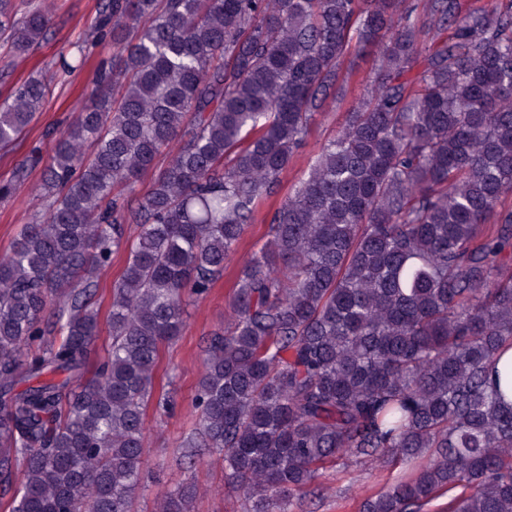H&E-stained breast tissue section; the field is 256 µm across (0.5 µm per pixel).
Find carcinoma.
Instances as JSON below:
<instances>
[{
	"instance_id": "carcinoma-1",
	"label": "carcinoma",
	"mask_w": 512,
	"mask_h": 512,
	"mask_svg": "<svg viewBox=\"0 0 512 512\" xmlns=\"http://www.w3.org/2000/svg\"><path fill=\"white\" fill-rule=\"evenodd\" d=\"M99 12L112 69L94 70L56 136L46 211L0 256L7 512H133L147 410L171 402L155 388L162 348L336 99L344 61L372 49L350 120L262 219L231 323L206 339L180 447L223 457L243 512H289L321 471L368 461L405 471L360 512H423L451 492L448 512H512V406L487 378L512 347V0H101ZM48 24L0 0L12 55ZM55 80L31 75L0 103V148ZM122 251L110 344L88 378L97 275ZM196 495L170 488L158 512H193Z\"/></svg>"
}]
</instances>
